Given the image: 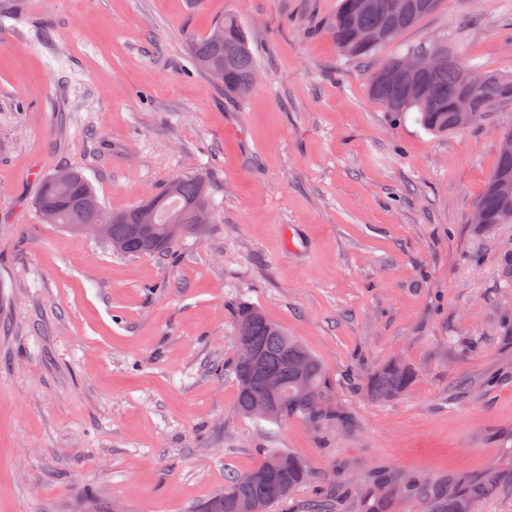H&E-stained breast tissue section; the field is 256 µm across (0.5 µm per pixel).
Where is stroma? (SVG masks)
I'll list each match as a JSON object with an SVG mask.
<instances>
[{
  "mask_svg": "<svg viewBox=\"0 0 512 512\" xmlns=\"http://www.w3.org/2000/svg\"><path fill=\"white\" fill-rule=\"evenodd\" d=\"M336 6L0 0V512H194L274 449L311 472L291 512H357L378 472L512 448V224L474 230L512 100L435 136L368 92L376 62L439 43L512 77V0H441L371 59L337 48ZM228 14L258 74L235 101L187 50ZM63 165L110 211L201 177L210 220L166 258L112 252L35 211ZM239 301L320 359L341 421L239 412ZM395 357L416 382L367 398Z\"/></svg>",
  "mask_w": 512,
  "mask_h": 512,
  "instance_id": "stroma-1",
  "label": "stroma"
}]
</instances>
